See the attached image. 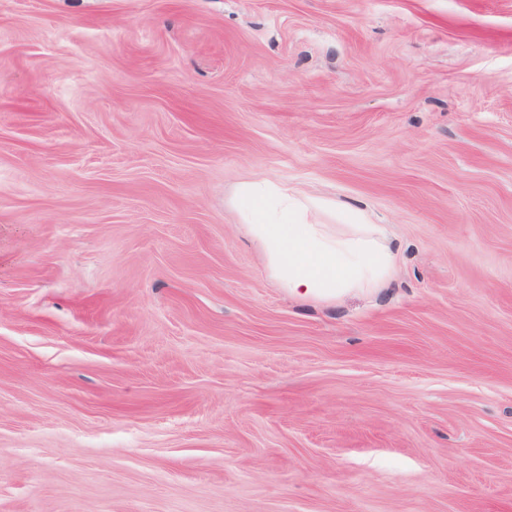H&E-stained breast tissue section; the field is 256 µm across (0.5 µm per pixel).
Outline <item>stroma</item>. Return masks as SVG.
I'll return each instance as SVG.
<instances>
[{"label":"stroma","instance_id":"stroma-1","mask_svg":"<svg viewBox=\"0 0 512 512\" xmlns=\"http://www.w3.org/2000/svg\"><path fill=\"white\" fill-rule=\"evenodd\" d=\"M0 512H512V0H0ZM234 202L270 275L293 296L336 300L383 288L395 274L398 245L354 209L342 213L346 224H315L318 204L259 180L241 184Z\"/></svg>","mask_w":512,"mask_h":512}]
</instances>
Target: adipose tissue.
Returning a JSON list of instances; mask_svg holds the SVG:
<instances>
[{
  "label": "adipose tissue",
  "instance_id": "obj_1",
  "mask_svg": "<svg viewBox=\"0 0 512 512\" xmlns=\"http://www.w3.org/2000/svg\"><path fill=\"white\" fill-rule=\"evenodd\" d=\"M235 205L271 276L291 295L335 300L385 287L395 274L398 245L356 210H344L342 224H318L314 205L259 180L239 186Z\"/></svg>",
  "mask_w": 512,
  "mask_h": 512
}]
</instances>
